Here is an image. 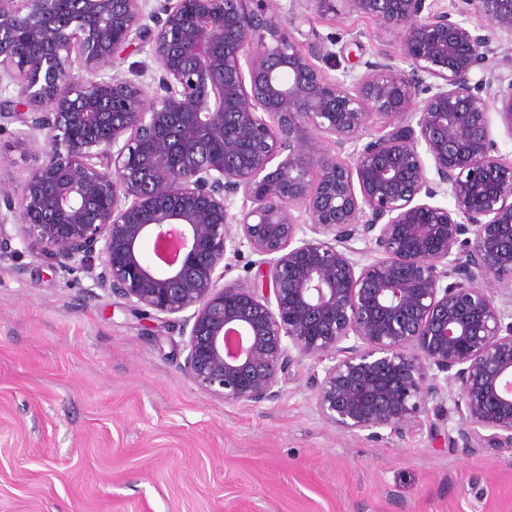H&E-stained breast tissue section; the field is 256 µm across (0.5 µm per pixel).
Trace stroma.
Returning <instances> with one entry per match:
<instances>
[{"label": "stroma", "instance_id": "stroma-1", "mask_svg": "<svg viewBox=\"0 0 512 512\" xmlns=\"http://www.w3.org/2000/svg\"><path fill=\"white\" fill-rule=\"evenodd\" d=\"M298 38L371 60L387 36L346 0H278ZM0 131V188L44 142ZM36 246L0 261V512H512V451L467 448L456 422L404 439L343 435L295 369L278 399L227 405L164 338Z\"/></svg>", "mask_w": 512, "mask_h": 512}]
</instances>
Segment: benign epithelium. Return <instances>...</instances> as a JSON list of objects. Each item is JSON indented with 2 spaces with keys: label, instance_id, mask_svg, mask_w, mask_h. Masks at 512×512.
<instances>
[{
  "label": "benign epithelium",
  "instance_id": "7a95c632",
  "mask_svg": "<svg viewBox=\"0 0 512 512\" xmlns=\"http://www.w3.org/2000/svg\"><path fill=\"white\" fill-rule=\"evenodd\" d=\"M148 2L0 0V83L17 86L0 120L45 141L18 196L0 191V260L35 240L54 270L178 326L182 370L226 404L278 398L310 360L342 434L402 438L444 408L464 447L511 450L512 308L491 284L512 283L493 126L512 137V74L487 62L512 0H347L396 37L339 77L273 0ZM134 44L155 67L126 76ZM244 246L261 288L224 281Z\"/></svg>",
  "mask_w": 512,
  "mask_h": 512
}]
</instances>
